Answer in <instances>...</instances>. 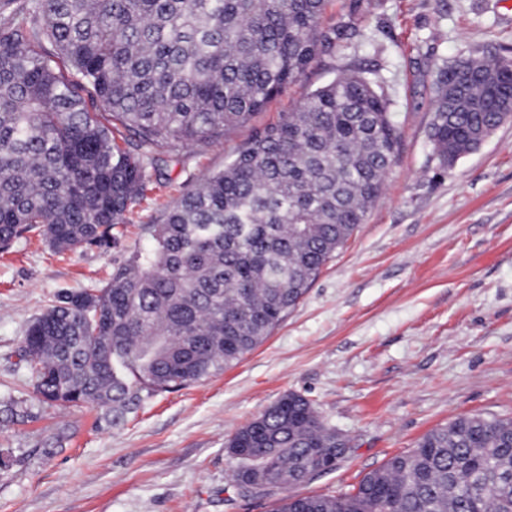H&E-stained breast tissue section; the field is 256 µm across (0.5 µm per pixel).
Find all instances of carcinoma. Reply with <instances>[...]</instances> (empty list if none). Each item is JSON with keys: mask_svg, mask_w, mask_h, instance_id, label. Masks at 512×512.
<instances>
[{"mask_svg": "<svg viewBox=\"0 0 512 512\" xmlns=\"http://www.w3.org/2000/svg\"><path fill=\"white\" fill-rule=\"evenodd\" d=\"M327 2L26 0L0 24V248L32 229L57 253L110 246L158 152L232 134L347 36L324 25ZM428 105L445 170L512 113V59L444 62ZM389 106L378 82L342 72L143 226L151 247L105 287L59 292L17 350L35 400L108 406L118 427L143 396L255 350L381 195L401 142ZM342 439L289 392L229 440L234 481L304 482L335 467ZM273 512H512V419L458 417L353 492Z\"/></svg>", "mask_w": 512, "mask_h": 512, "instance_id": "1", "label": "carcinoma"}]
</instances>
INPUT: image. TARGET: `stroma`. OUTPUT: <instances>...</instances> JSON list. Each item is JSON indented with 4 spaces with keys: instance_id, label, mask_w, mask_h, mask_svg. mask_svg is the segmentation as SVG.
<instances>
[{
    "instance_id": "stroma-1",
    "label": "stroma",
    "mask_w": 512,
    "mask_h": 512,
    "mask_svg": "<svg viewBox=\"0 0 512 512\" xmlns=\"http://www.w3.org/2000/svg\"><path fill=\"white\" fill-rule=\"evenodd\" d=\"M325 21L356 32L247 127L162 151L111 248L57 254L28 232L0 249V400L27 398L7 358L57 293L106 285L149 247L141 225L162 223L187 189L345 69L366 70L392 101L402 144L383 194L272 334L224 372L144 398L118 427L111 409L60 404L0 421V512H272L285 495L352 492L456 417L512 419V120L445 171L427 138L443 61L471 48L512 58V0H329ZM290 391L351 451L287 490L241 492L226 443Z\"/></svg>"
}]
</instances>
